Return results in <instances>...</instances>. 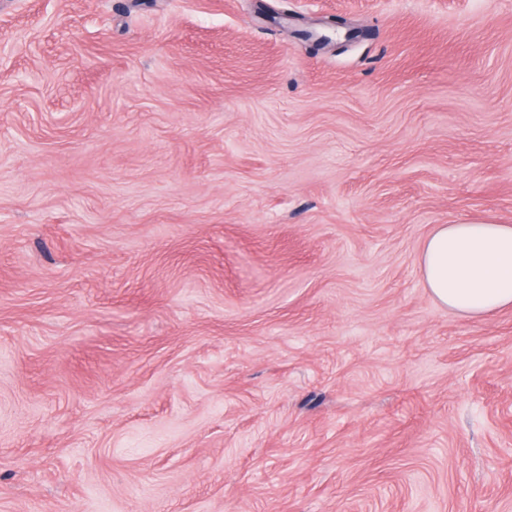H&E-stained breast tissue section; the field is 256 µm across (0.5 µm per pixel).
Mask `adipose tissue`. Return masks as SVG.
Masks as SVG:
<instances>
[{"label":"adipose tissue","instance_id":"obj_1","mask_svg":"<svg viewBox=\"0 0 512 512\" xmlns=\"http://www.w3.org/2000/svg\"><path fill=\"white\" fill-rule=\"evenodd\" d=\"M420 274L433 298L460 315L512 308V225L436 226L422 244Z\"/></svg>","mask_w":512,"mask_h":512}]
</instances>
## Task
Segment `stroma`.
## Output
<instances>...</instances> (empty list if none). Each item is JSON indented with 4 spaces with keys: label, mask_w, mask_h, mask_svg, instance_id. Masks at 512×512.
I'll return each instance as SVG.
<instances>
[{
    "label": "stroma",
    "mask_w": 512,
    "mask_h": 512,
    "mask_svg": "<svg viewBox=\"0 0 512 512\" xmlns=\"http://www.w3.org/2000/svg\"><path fill=\"white\" fill-rule=\"evenodd\" d=\"M0 46V512H512V309L419 264L512 224V0H0Z\"/></svg>",
    "instance_id": "35a3bbf8"
}]
</instances>
